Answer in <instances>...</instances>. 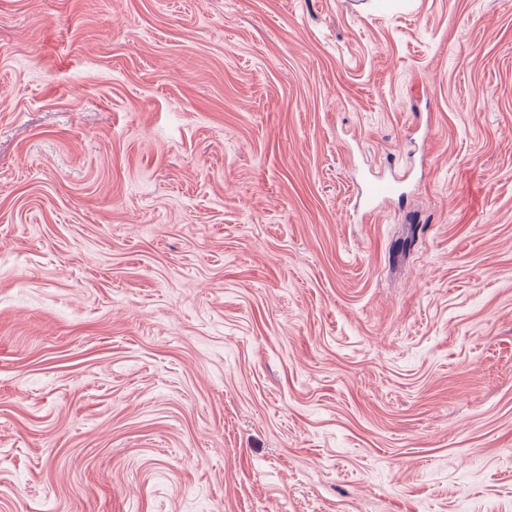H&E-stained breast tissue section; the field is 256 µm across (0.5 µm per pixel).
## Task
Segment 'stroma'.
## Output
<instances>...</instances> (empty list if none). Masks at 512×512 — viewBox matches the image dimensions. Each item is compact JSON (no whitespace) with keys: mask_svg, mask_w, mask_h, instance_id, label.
<instances>
[{"mask_svg":"<svg viewBox=\"0 0 512 512\" xmlns=\"http://www.w3.org/2000/svg\"><path fill=\"white\" fill-rule=\"evenodd\" d=\"M0 252V512H512V0H0ZM406 174L400 171H391L389 176L377 177L364 184L361 190L359 207L364 215L372 217L377 214L378 203L399 194Z\"/></svg>","mask_w":512,"mask_h":512,"instance_id":"1","label":"stroma"}]
</instances>
